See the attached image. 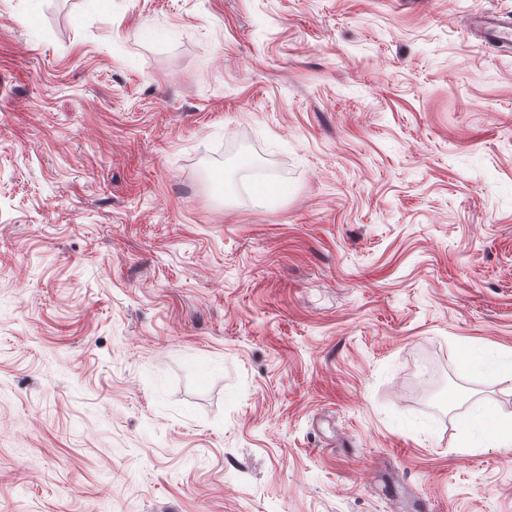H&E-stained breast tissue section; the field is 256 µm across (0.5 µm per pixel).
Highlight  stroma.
I'll list each match as a JSON object with an SVG mask.
<instances>
[{"instance_id": "stroma-1", "label": "stroma", "mask_w": 512, "mask_h": 512, "mask_svg": "<svg viewBox=\"0 0 512 512\" xmlns=\"http://www.w3.org/2000/svg\"><path fill=\"white\" fill-rule=\"evenodd\" d=\"M512 0H0V512H512ZM473 33L479 46L496 49L507 48L512 42V16L498 13H482L472 23Z\"/></svg>"}]
</instances>
